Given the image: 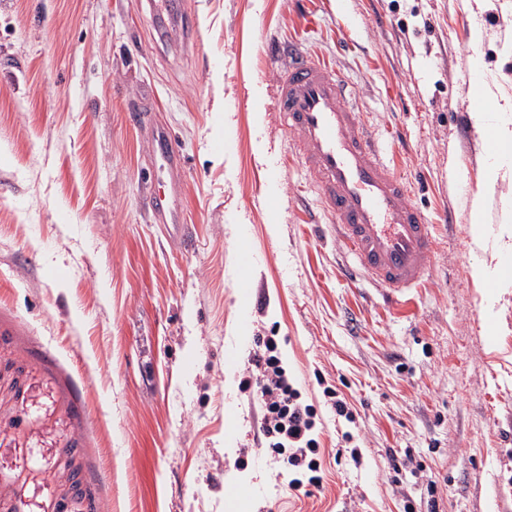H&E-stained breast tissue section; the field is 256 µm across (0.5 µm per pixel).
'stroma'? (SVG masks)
Returning a JSON list of instances; mask_svg holds the SVG:
<instances>
[{
	"mask_svg": "<svg viewBox=\"0 0 512 512\" xmlns=\"http://www.w3.org/2000/svg\"><path fill=\"white\" fill-rule=\"evenodd\" d=\"M180 2L196 38L157 37L148 0H0V512H54L75 468L100 512H512V287L473 277L470 207L512 220V162L490 178L456 80L512 103V0ZM272 40L338 70L415 182L437 253L396 303L313 232ZM154 126L185 158L190 247L147 206ZM274 157L282 189L250 209ZM269 338L317 412L315 486L243 388Z\"/></svg>",
	"mask_w": 512,
	"mask_h": 512,
	"instance_id": "obj_1",
	"label": "stroma"
}]
</instances>
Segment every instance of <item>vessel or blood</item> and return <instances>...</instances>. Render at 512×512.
Returning a JSON list of instances; mask_svg holds the SVG:
<instances>
[{
    "mask_svg": "<svg viewBox=\"0 0 512 512\" xmlns=\"http://www.w3.org/2000/svg\"><path fill=\"white\" fill-rule=\"evenodd\" d=\"M268 53L290 151L310 175L320 209L352 258L346 279L366 277L389 299L400 297L428 276L435 255L432 226L413 199V179L384 161L343 77L293 48L273 45ZM460 85L466 112L484 111L479 74H463ZM154 137V159L171 180L166 193H150L148 205L157 222L183 240L187 226L176 180L182 157L165 130H155Z\"/></svg>",
    "mask_w": 512,
    "mask_h": 512,
    "instance_id": "b4317fda",
    "label": "vessel or blood"
}]
</instances>
